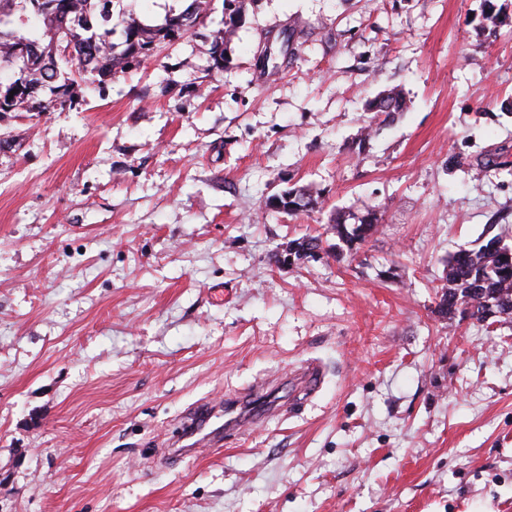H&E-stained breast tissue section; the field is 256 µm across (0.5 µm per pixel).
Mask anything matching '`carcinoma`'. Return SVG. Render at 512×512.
I'll use <instances>...</instances> for the list:
<instances>
[{
  "instance_id": "1",
  "label": "carcinoma",
  "mask_w": 512,
  "mask_h": 512,
  "mask_svg": "<svg viewBox=\"0 0 512 512\" xmlns=\"http://www.w3.org/2000/svg\"><path fill=\"white\" fill-rule=\"evenodd\" d=\"M238 0L235 14L224 19V27L213 34L211 46L227 45L244 12ZM45 9L32 7V0H0V71L18 68L17 75L0 78V112H51L58 99L74 104L83 98L80 80L86 76L103 83L129 65L146 60L162 43L187 33L182 28L185 13L168 16L164 23L146 28L129 24L124 29L123 49L112 44V0H43ZM29 45L27 56L20 46ZM70 47L63 59L59 46ZM49 89L43 98L40 91ZM17 93H12V90ZM405 101L395 88L381 92L370 103V111L386 120L404 111ZM288 214H298L319 204L318 192L301 187L284 192ZM378 218L364 213L338 211L328 224L338 239L350 246L374 233ZM448 285L439 300L441 314L457 312L486 323L492 318H512V256L506 249L486 244L462 250L448 259Z\"/></svg>"
}]
</instances>
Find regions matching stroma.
<instances>
[{
	"mask_svg": "<svg viewBox=\"0 0 512 512\" xmlns=\"http://www.w3.org/2000/svg\"><path fill=\"white\" fill-rule=\"evenodd\" d=\"M184 7L113 0L112 41ZM223 25L0 112V512H512V320L438 311L450 255L512 246V0H246L218 62ZM370 208L353 253L271 261ZM310 360L286 416L162 461ZM405 101L400 91L395 88L381 92L369 105L370 112H375L383 120L393 119L396 114L403 112ZM281 196L288 197V210L283 211L287 214H298L315 208L319 204L320 196L317 191H313L310 187H301L299 189H291ZM320 377V368L317 363L305 364L293 377L296 390L299 394L307 395L314 389Z\"/></svg>",
	"mask_w": 512,
	"mask_h": 512,
	"instance_id": "35a3bbf8",
	"label": "stroma"
}]
</instances>
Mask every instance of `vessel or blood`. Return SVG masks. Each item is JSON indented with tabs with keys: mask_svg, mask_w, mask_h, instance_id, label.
Returning a JSON list of instances; mask_svg holds the SVG:
<instances>
[{
	"mask_svg": "<svg viewBox=\"0 0 512 512\" xmlns=\"http://www.w3.org/2000/svg\"><path fill=\"white\" fill-rule=\"evenodd\" d=\"M320 377L317 363L305 364L293 377L299 394L305 395L314 389ZM271 385H258L252 395L225 400L223 408L212 405L200 407L181 429L182 440L191 441L193 446H214L223 432L238 431L255 423L266 414L280 411L281 405L271 400ZM223 419V426L211 427L212 419Z\"/></svg>",
	"mask_w": 512,
	"mask_h": 512,
	"instance_id": "b4317fda",
	"label": "vessel or blood"
}]
</instances>
